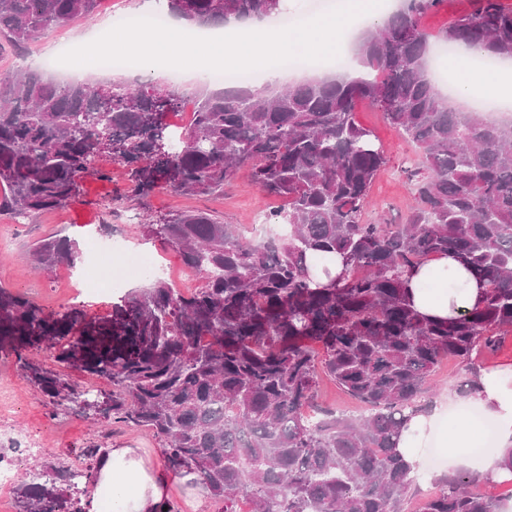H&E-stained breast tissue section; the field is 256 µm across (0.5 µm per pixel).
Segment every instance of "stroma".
Masks as SVG:
<instances>
[{
	"label": "stroma",
	"instance_id": "35a3bbf8",
	"mask_svg": "<svg viewBox=\"0 0 512 512\" xmlns=\"http://www.w3.org/2000/svg\"><path fill=\"white\" fill-rule=\"evenodd\" d=\"M104 19V13L100 12L93 21L56 28L29 47L22 56H1L0 71L18 67L42 78H51V71L45 67L50 58L49 48L64 44L77 47L94 41L100 32L99 24ZM356 119L375 133L387 157L372 187L363 221L367 224L401 223L414 204L408 172L420 167L421 153L401 132L385 123L379 110L371 103L365 101L358 105ZM125 186L123 171L116 166L112 169L111 180L86 178L79 198L66 209L36 216L23 224L0 216V239L5 242L4 248L0 249V285L20 291L53 310L77 304L90 316H103L111 310L112 295L100 293L75 299L70 291L74 268L60 267L49 278L24 261L23 255L33 242L50 234L67 236L80 246L79 259L84 262L88 259L84 246L93 235L103 241L119 242L131 248L140 246L142 240L132 223L138 213L155 218L177 209L206 208L224 223L243 226L251 223L257 211L269 210L280 204L279 199L262 193L248 173L243 171L225 186L223 195L217 197L183 196L161 189L143 205L106 210V202ZM2 384L11 390L9 410L13 416L10 428L12 436L21 439L36 432L40 434L44 446L38 461L18 459L16 481L30 480L36 463L65 466L70 460L83 458L85 448L99 441L106 442L111 448L131 445L149 450L157 445L149 434L132 426L112 425L109 437L103 439L86 419L71 414L54 415L52 408L45 405L42 397L16 369L12 358L0 354Z\"/></svg>",
	"mask_w": 512,
	"mask_h": 512
}]
</instances>
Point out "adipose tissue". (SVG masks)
Listing matches in <instances>:
<instances>
[{
    "label": "adipose tissue",
    "mask_w": 512,
    "mask_h": 512,
    "mask_svg": "<svg viewBox=\"0 0 512 512\" xmlns=\"http://www.w3.org/2000/svg\"><path fill=\"white\" fill-rule=\"evenodd\" d=\"M448 276L458 281V288L443 287L430 295L422 287L431 278ZM407 279L415 309L431 318H451L477 307L487 287L486 282L474 277L449 255L430 257L408 272ZM472 400L496 422L500 447H512V380L500 369L483 371L480 389ZM182 481L181 475L162 468L144 449L112 448L101 461L85 509L111 512L107 498L113 494L120 500L121 512H158L160 505L169 499L172 488Z\"/></svg>",
    "instance_id": "adipose-tissue-1"
}]
</instances>
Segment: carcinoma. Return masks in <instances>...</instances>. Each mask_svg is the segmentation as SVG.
Instances as JSON below:
<instances>
[{"label": "carcinoma", "instance_id": "cac0c4a2", "mask_svg": "<svg viewBox=\"0 0 512 512\" xmlns=\"http://www.w3.org/2000/svg\"><path fill=\"white\" fill-rule=\"evenodd\" d=\"M101 0H0V50L91 19ZM438 0H404L365 31L350 62L365 78L317 77L277 89L226 87L193 101L175 147L158 153L157 98L166 112L184 97L146 81L57 83L23 69L0 73V213L29 220L64 209L83 180L124 169L121 200L168 189L224 192L241 170L287 201L263 223L282 238L256 241L205 210L137 223L142 238L177 250L199 284L184 295L158 278L95 318L49 310L0 285V351L54 411L101 424L124 422L158 439L168 467L196 474L215 512H406L417 465L396 444L408 415L426 411L429 381L453 357L480 388L475 359L512 333V122L455 112L426 68L430 35L420 18ZM164 15L200 26L230 18H279L283 0H158ZM441 39L478 56L512 61V8L478 7ZM368 101L422 150L410 173L415 206L400 224H365L371 187L386 163L374 133L355 118ZM452 253L488 283L481 304L453 319L413 306L406 273ZM42 273L74 265L76 244L58 234L27 252ZM322 285L313 270L330 275ZM211 342H200L202 336ZM76 372L108 386L83 391ZM363 408L350 416L318 405L320 374ZM106 448L87 450L73 478L41 465L18 487L13 512H84ZM488 472L437 479L415 512H501L476 488Z\"/></svg>", "mask_w": 512, "mask_h": 512}]
</instances>
